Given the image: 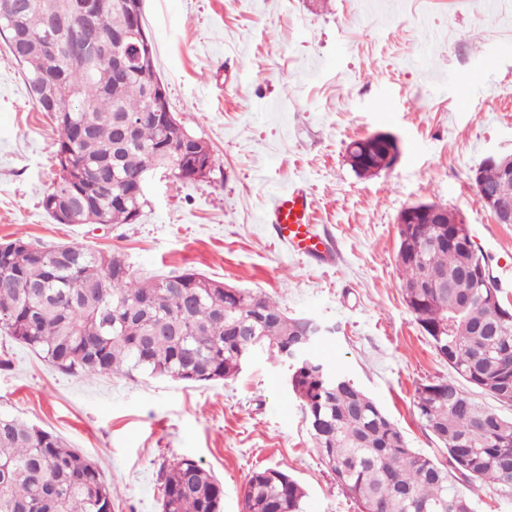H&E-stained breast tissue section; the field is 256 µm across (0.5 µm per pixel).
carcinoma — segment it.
I'll use <instances>...</instances> for the list:
<instances>
[{"label":"carcinoma","instance_id":"carcinoma-1","mask_svg":"<svg viewBox=\"0 0 512 512\" xmlns=\"http://www.w3.org/2000/svg\"><path fill=\"white\" fill-rule=\"evenodd\" d=\"M64 0H0V39L20 67L33 105L48 112L60 131L59 174L42 207L75 204L76 224H132L148 205L130 196L135 180L163 169L193 179L192 163L203 141L167 113L149 108L148 86L159 78L154 58L119 74L112 56H98L87 71L55 60L51 42L81 27L78 13L66 26L45 31ZM123 0H102L92 26L103 43L126 29ZM134 122L124 133L115 115ZM482 189L512 199V179L500 163L481 168ZM424 218L399 225L396 270L411 314L453 375L416 389L419 420L448 452V466L409 447L404 435L358 385L308 358L290 374L316 448L336 483L359 512H412L409 497L427 512H474L476 488L491 485L512 494V417L487 409L461 386L466 382L512 406V319L498 318L500 289L481 288L464 267L482 262L469 248V228ZM448 243L419 253L421 241ZM0 251V334L14 339L62 372L84 377L122 372L187 383L239 374L253 342L274 358L306 333V317H290L268 295L236 288L195 270L157 279L118 277L106 253L84 243L52 248L23 237ZM448 278V291L426 287ZM461 306L471 335L451 332ZM163 512H220L224 488L191 459L162 466ZM113 488L85 455L53 433L11 415H0V512H112ZM305 492L277 468L251 473L246 512H302Z\"/></svg>","mask_w":512,"mask_h":512}]
</instances>
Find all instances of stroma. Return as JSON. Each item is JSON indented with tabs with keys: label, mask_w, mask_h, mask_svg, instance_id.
<instances>
[{
	"label": "stroma",
	"mask_w": 512,
	"mask_h": 512,
	"mask_svg": "<svg viewBox=\"0 0 512 512\" xmlns=\"http://www.w3.org/2000/svg\"><path fill=\"white\" fill-rule=\"evenodd\" d=\"M155 65L178 119L204 140L211 173H156L132 224H58L42 207L59 129L32 104L0 43V241L82 242L118 252L140 279L193 269L271 295L322 328L312 355L347 374L440 462L415 390L450 375L403 300L396 220L435 202L464 216L512 305V224L496 223L470 181L512 155V0H144ZM431 29L433 42L421 40ZM401 142L398 163L358 175L349 144ZM299 186L326 242L319 260L277 238L266 213ZM60 437L117 491L112 512H161L162 465L192 459L244 512L253 470L287 471L304 512H357L315 448L289 371L252 357L233 379L64 374L0 335V413Z\"/></svg>",
	"instance_id": "stroma-1"
}]
</instances>
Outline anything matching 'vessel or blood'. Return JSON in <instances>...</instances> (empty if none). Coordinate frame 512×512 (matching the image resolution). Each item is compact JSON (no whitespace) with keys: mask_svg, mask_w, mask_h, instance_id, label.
<instances>
[{"mask_svg":"<svg viewBox=\"0 0 512 512\" xmlns=\"http://www.w3.org/2000/svg\"><path fill=\"white\" fill-rule=\"evenodd\" d=\"M311 217L312 204L300 189L281 195L269 215L283 241L306 253L317 254L323 251L324 244L314 230Z\"/></svg>","mask_w":512,"mask_h":512,"instance_id":"vessel-or-blood-1","label":"vessel or blood"}]
</instances>
